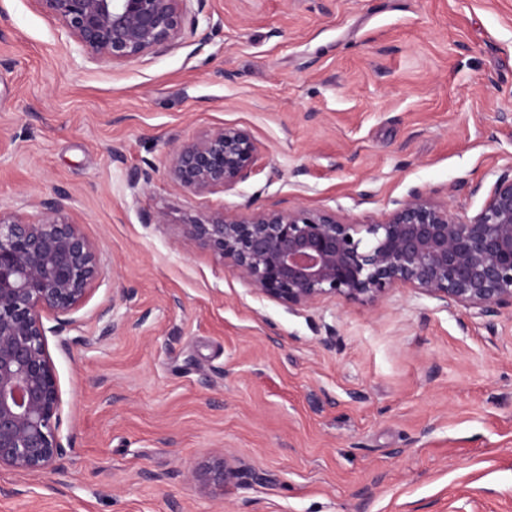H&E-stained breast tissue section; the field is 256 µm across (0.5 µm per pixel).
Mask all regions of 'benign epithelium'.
I'll return each instance as SVG.
<instances>
[{
    "mask_svg": "<svg viewBox=\"0 0 512 512\" xmlns=\"http://www.w3.org/2000/svg\"><path fill=\"white\" fill-rule=\"evenodd\" d=\"M35 2L86 58L118 65L173 45L197 23L187 0ZM257 156L250 133L223 126L191 140L171 138L167 173L174 186L205 194L244 180ZM66 200L60 191L40 201L34 219L0 210V469L35 476L66 453L46 333L74 324L102 277L99 248ZM184 233L223 257L254 293L290 311L324 297L376 305L395 286L482 317L512 304V171L498 177L467 222L414 191L375 224H346L333 212L303 207L255 208L214 212L184 225ZM50 320L56 325L46 326ZM240 471L226 453L193 478L222 496Z\"/></svg>",
    "mask_w": 512,
    "mask_h": 512,
    "instance_id": "1",
    "label": "benign epithelium"
}]
</instances>
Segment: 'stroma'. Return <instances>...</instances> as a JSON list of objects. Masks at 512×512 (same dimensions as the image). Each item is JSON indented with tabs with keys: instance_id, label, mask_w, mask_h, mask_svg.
<instances>
[{
	"instance_id": "1",
	"label": "stroma",
	"mask_w": 512,
	"mask_h": 512,
	"mask_svg": "<svg viewBox=\"0 0 512 512\" xmlns=\"http://www.w3.org/2000/svg\"><path fill=\"white\" fill-rule=\"evenodd\" d=\"M187 8L197 28L116 66L35 0H0V209L68 191L103 270L47 338L68 454L1 470L0 512H512L511 306L397 286L292 312L182 231L251 207L371 224L414 190L472 219L512 169V0ZM224 125L256 141L250 176L173 187L170 137ZM223 451L245 469L215 497L191 474Z\"/></svg>"
}]
</instances>
